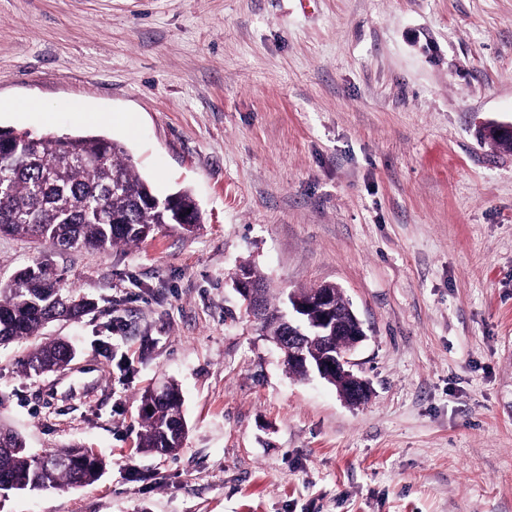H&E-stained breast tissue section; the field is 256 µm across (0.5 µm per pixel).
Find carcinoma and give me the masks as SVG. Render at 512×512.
Listing matches in <instances>:
<instances>
[{
  "label": "carcinoma",
  "instance_id": "carcinoma-1",
  "mask_svg": "<svg viewBox=\"0 0 512 512\" xmlns=\"http://www.w3.org/2000/svg\"><path fill=\"white\" fill-rule=\"evenodd\" d=\"M0 233L42 240L61 250L105 252L136 245L163 224H199L202 216L187 191L164 203L129 163L125 146L101 135L73 136L48 132L33 136L0 129ZM282 305L271 303L263 289L257 320L272 338L286 333ZM89 304L61 285L44 265L26 267L0 282V346L40 335L49 323L77 319ZM73 350L64 341L35 348L22 367L40 374L68 365ZM139 447L174 456L186 434L183 399L177 384L165 394L146 392L139 411ZM106 463L91 450L71 445L61 452L36 456L17 432L0 424V491H63L91 486Z\"/></svg>",
  "mask_w": 512,
  "mask_h": 512
}]
</instances>
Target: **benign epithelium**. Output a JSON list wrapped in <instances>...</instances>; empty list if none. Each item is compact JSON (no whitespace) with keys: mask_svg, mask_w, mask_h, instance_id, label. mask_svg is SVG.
Masks as SVG:
<instances>
[{"mask_svg":"<svg viewBox=\"0 0 512 512\" xmlns=\"http://www.w3.org/2000/svg\"><path fill=\"white\" fill-rule=\"evenodd\" d=\"M234 288L245 301L246 306L251 314L259 312L261 297L259 288L261 284L254 281V278L245 271H237L234 277ZM292 305L288 306V341L276 340L274 345L280 349L283 359L290 364H299L305 368L307 374H315L322 379H329L331 375L336 374L347 375L351 379L350 385V405L359 406L365 404L371 395V389L368 382L355 375L351 370L350 355L356 347L366 339V333L363 323L354 311H349L348 317L334 313L331 306L330 290L322 288L318 290L311 302H305L296 298L293 294H288ZM318 307L321 310V323L329 322L331 316H336L335 326L332 335L344 336L348 340V346L339 349L333 359H322L314 361L309 355L303 351V332L302 329L296 327L297 320L300 318L299 312L312 307Z\"/></svg>","mask_w":512,"mask_h":512,"instance_id":"benign-epithelium-1","label":"benign epithelium"}]
</instances>
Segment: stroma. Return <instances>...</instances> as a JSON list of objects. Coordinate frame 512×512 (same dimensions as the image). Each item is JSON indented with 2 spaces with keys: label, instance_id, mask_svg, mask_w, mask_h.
<instances>
[{
  "label": "stroma",
  "instance_id": "35a3bbf8",
  "mask_svg": "<svg viewBox=\"0 0 512 512\" xmlns=\"http://www.w3.org/2000/svg\"><path fill=\"white\" fill-rule=\"evenodd\" d=\"M489 122L512 123V0H0V127L119 140L203 218L104 253L0 234V280L44 262L95 304L45 331L68 370L0 347V423L106 462L0 512H512V153ZM244 263L274 297L341 287L368 403L286 372ZM168 380L183 446L137 452ZM72 353L71 346L64 341H50L41 344L23 360V371L27 374H40L44 371L62 369L68 365Z\"/></svg>",
  "mask_w": 512,
  "mask_h": 512
}]
</instances>
